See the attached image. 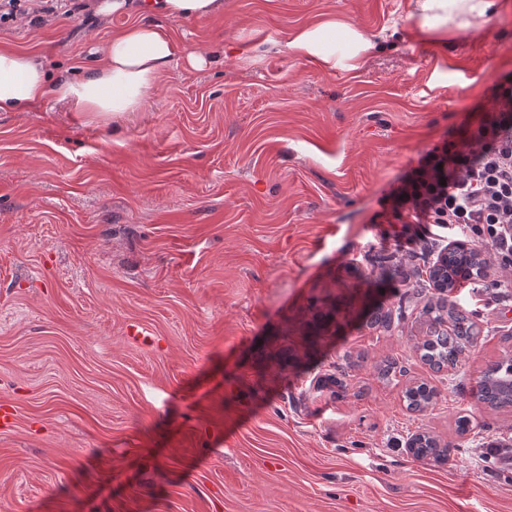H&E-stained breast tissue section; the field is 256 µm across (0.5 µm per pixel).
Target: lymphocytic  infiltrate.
I'll use <instances>...</instances> for the list:
<instances>
[{
  "instance_id": "1",
  "label": "lymphocytic infiltrate",
  "mask_w": 512,
  "mask_h": 512,
  "mask_svg": "<svg viewBox=\"0 0 512 512\" xmlns=\"http://www.w3.org/2000/svg\"><path fill=\"white\" fill-rule=\"evenodd\" d=\"M492 105L433 158L411 190L412 206L399 223L444 224L489 246L492 267L512 272V81L496 84Z\"/></svg>"
}]
</instances>
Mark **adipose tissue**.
<instances>
[{
  "label": "adipose tissue",
  "instance_id": "1",
  "mask_svg": "<svg viewBox=\"0 0 512 512\" xmlns=\"http://www.w3.org/2000/svg\"><path fill=\"white\" fill-rule=\"evenodd\" d=\"M133 3L141 11L172 19L209 18L224 12V0H112L108 9L120 14ZM494 6V0H419L421 29L441 34L453 28L465 30ZM286 45L319 63L344 65L355 60L367 42L347 24L318 21L294 32ZM179 55L171 31L151 21L113 31L101 49V63L78 79H50L41 58L1 47L0 112L30 108L49 95L74 111L107 119L134 112Z\"/></svg>",
  "mask_w": 512,
  "mask_h": 512
}]
</instances>
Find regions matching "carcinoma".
I'll return each instance as SVG.
<instances>
[{
	"label": "carcinoma",
	"instance_id": "carcinoma-1",
	"mask_svg": "<svg viewBox=\"0 0 512 512\" xmlns=\"http://www.w3.org/2000/svg\"><path fill=\"white\" fill-rule=\"evenodd\" d=\"M443 254L448 256V263L436 261L429 269L427 283L409 293L401 291L407 276L398 268L385 269L376 278L379 288H391L399 294L400 309L403 304L420 298L426 289L436 291L427 297L420 309L419 317L426 331L421 340L413 343V349L420 352L421 359L437 372L455 365L476 342L479 312L459 305L452 293L486 278L488 266V258L463 242L444 250ZM364 317L372 325L388 328L391 326L392 309L382 303H374L364 311ZM345 374L346 371L338 367L336 372L320 378V384L332 395H338L344 388ZM437 395L436 388L426 382L409 386L403 392L407 408L413 412L426 411L434 404ZM478 398L488 402L492 409L512 407V356L507 355L488 366L478 382ZM408 448L421 459L429 457L441 462L446 457V449L440 447L434 437L423 432L411 436Z\"/></svg>",
	"mask_w": 512,
	"mask_h": 512
}]
</instances>
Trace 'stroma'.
Instances as JSON below:
<instances>
[{
	"label": "stroma",
	"instance_id": "35a3bbf8",
	"mask_svg": "<svg viewBox=\"0 0 512 512\" xmlns=\"http://www.w3.org/2000/svg\"><path fill=\"white\" fill-rule=\"evenodd\" d=\"M102 2L2 27L0 45L86 73L138 18ZM318 18L371 41L357 68L286 48ZM169 26L183 55L141 111L0 112V512H512V456L488 452L512 444V407L476 397L512 351V300L455 291L484 323L439 373L412 350L417 311L362 316L381 266L427 276L455 241L398 227L395 190L512 76V0L443 36L414 0H227ZM340 366L337 398L319 379ZM421 380L439 395L419 413L402 390ZM417 432L444 464L412 457Z\"/></svg>",
	"mask_w": 512,
	"mask_h": 512
}]
</instances>
